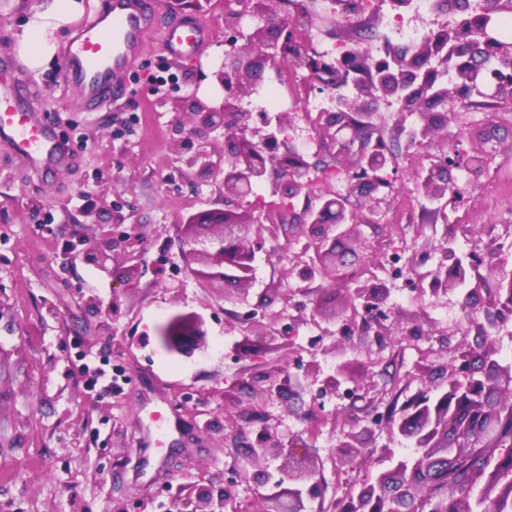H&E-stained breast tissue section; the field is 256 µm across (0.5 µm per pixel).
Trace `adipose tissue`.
Instances as JSON below:
<instances>
[{
	"label": "adipose tissue",
	"mask_w": 512,
	"mask_h": 512,
	"mask_svg": "<svg viewBox=\"0 0 512 512\" xmlns=\"http://www.w3.org/2000/svg\"><path fill=\"white\" fill-rule=\"evenodd\" d=\"M83 10L82 0H45L15 36L20 55L31 70L42 69L55 55L53 33Z\"/></svg>",
	"instance_id": "1"
}]
</instances>
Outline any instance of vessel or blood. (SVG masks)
<instances>
[{
	"label": "vessel or blood",
	"mask_w": 512,
	"mask_h": 512,
	"mask_svg": "<svg viewBox=\"0 0 512 512\" xmlns=\"http://www.w3.org/2000/svg\"><path fill=\"white\" fill-rule=\"evenodd\" d=\"M149 32V18L140 0H106L94 20L79 25L65 52L66 79L81 91L74 108L83 110L122 92L123 75L141 52ZM212 36L209 27L188 19L168 27L162 44L179 59L196 53ZM14 73L13 82L0 84V141L29 169L63 167L68 156L60 143L17 98L24 69L15 67Z\"/></svg>",
	"instance_id": "1"
}]
</instances>
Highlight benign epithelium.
<instances>
[{
    "label": "benign epithelium",
    "instance_id": "7a95c632",
    "mask_svg": "<svg viewBox=\"0 0 512 512\" xmlns=\"http://www.w3.org/2000/svg\"><path fill=\"white\" fill-rule=\"evenodd\" d=\"M240 13L255 19L250 32L245 35L243 51L227 57L213 72V78L224 95L219 105L207 106L196 103L191 107V123L188 138L206 136L219 129L226 131L227 152L224 158L212 160L207 153H197L187 159V165L222 176L224 183V208L205 210L186 224L187 228L212 226L208 240L202 249H192L188 255H203L205 269L198 275L207 284H223L224 298L238 299L251 284L254 261L266 239H276L285 224H295L312 249L311 263L339 279L348 276L346 263L336 251V225L347 226L351 234L361 224L375 223L374 216L386 203L388 194L371 198L368 209L357 208L354 201L369 195L365 190L367 175L383 169L390 161L387 153L371 144L367 136L359 139L360 146L349 166L352 172L349 197L336 200L333 193L318 196V205L307 207L301 215L287 213V223L270 221L262 224L251 208L241 204L252 186L259 181L271 184L273 192L284 198L299 195L306 183V175L312 169L304 155L296 150L280 151L282 141L262 128L252 125L253 113L241 106L244 96L255 90L261 74L277 63V56L284 55L276 40L297 45L298 67L316 73L322 69L308 48L296 44L297 28L283 26L272 13L270 0H240ZM497 11L482 15L481 34L476 39L461 40L457 30L451 27L422 42L416 56L423 61L439 58L453 63L458 88L488 90V96L512 101V43L494 36ZM498 58L503 77L494 84L489 81L485 69L488 54ZM372 75L370 90L344 104L336 112L322 114L321 129L330 133L335 128L352 127L351 113H365L379 100L394 98L408 103L409 112L418 116L416 135L426 140L437 129L434 113L423 109L425 101H446L452 92L438 86L428 73L419 72L412 62L400 53L391 55L383 65L369 66ZM444 166L430 163L422 181L423 193L436 199L448 197V183L442 178ZM112 237L104 235L82 251V257L99 268L113 259ZM383 288L376 284L363 285L353 290V296L369 304L379 298ZM203 321L197 315L178 316L162 330V336L171 347L192 348L199 345ZM483 378L472 379L460 385L456 372L470 368V355H460V364L450 375L448 388L439 398L421 396L410 411L396 424L397 432L415 440L416 453L398 463L391 475L382 474L376 481L362 485L357 494L351 495L338 507V512H372L373 505L381 502L386 512H443L445 499L444 482L448 470L456 461H471V469L478 474L494 475L502 471V462L512 452L499 448L498 428L504 409L512 407V376H505L491 358V350L483 355ZM257 459H285L279 469L276 486L288 485L286 493L272 497L276 501L275 512H305L303 491L313 492L311 483L314 465L306 453L304 443L297 438L286 441L268 434L259 447L252 449ZM344 459H352L363 453L362 433L354 430L344 436L339 445ZM226 500L220 499L213 507V495L206 486L196 488L192 512H222Z\"/></svg>",
    "mask_w": 512,
    "mask_h": 512
}]
</instances>
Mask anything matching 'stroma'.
<instances>
[{
    "instance_id": "stroma-1",
    "label": "stroma",
    "mask_w": 512,
    "mask_h": 512,
    "mask_svg": "<svg viewBox=\"0 0 512 512\" xmlns=\"http://www.w3.org/2000/svg\"><path fill=\"white\" fill-rule=\"evenodd\" d=\"M153 32L127 70L118 100L94 112L71 109L78 95L64 78L65 51L75 25L56 34L53 61L20 96L41 98L37 119L68 140L69 163L32 174L0 143V512H186L184 489L205 484L226 494L232 512H270L281 460L250 463L247 450L264 433L305 440L316 466L309 512H334L337 501L371 478L391 472L414 447L391 434L393 419L423 394L446 387L461 353L495 347L502 372L512 373V312L494 304L483 284L497 279L500 259L512 261V108L478 92L448 100L446 127L419 149L407 146L416 116L399 103H378L373 138L382 139L398 179L377 225L337 236L336 248L363 279L380 285V323L353 326L360 303L353 286L320 275L301 276L306 241L295 231L266 242L253 281L239 301L200 282L186 221L224 206L220 180L198 174L179 150V129L195 97L214 104L222 92L211 74L224 57L227 0H150ZM38 0H0V83L18 60L14 35ZM277 16L300 31L357 39L352 21L303 0L302 12L274 0ZM193 18L213 38L195 58L176 61L163 48L168 23ZM167 77L165 87L154 76ZM486 163L447 170L461 205L466 235L424 199L428 154L443 146ZM107 270L78 253L85 241L121 236ZM400 250L406 278L392 275ZM468 265L466 284L445 296L428 291L450 258ZM280 298L264 304L265 294ZM478 312L472 324L451 322L448 308ZM257 309L273 335L249 341L241 315ZM204 318L205 341L190 354L168 351L162 328L179 315ZM108 358L124 372L122 391L88 390L82 354ZM286 368L287 390L264 398L251 385ZM333 376L356 395L344 401L323 381ZM179 406L181 430L166 476L136 478L138 442L149 414ZM368 428L366 448L346 462L338 445L351 429Z\"/></svg>"
}]
</instances>
